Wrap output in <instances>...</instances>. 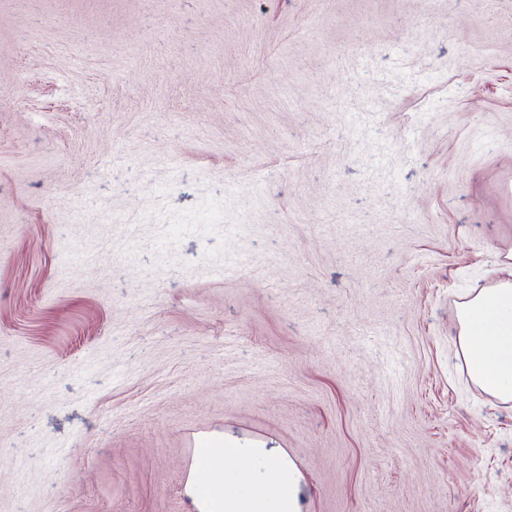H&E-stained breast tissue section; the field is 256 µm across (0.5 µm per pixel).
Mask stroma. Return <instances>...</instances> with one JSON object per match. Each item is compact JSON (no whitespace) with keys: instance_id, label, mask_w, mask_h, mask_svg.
<instances>
[{"instance_id":"35a3bbf8","label":"stroma","mask_w":512,"mask_h":512,"mask_svg":"<svg viewBox=\"0 0 512 512\" xmlns=\"http://www.w3.org/2000/svg\"><path fill=\"white\" fill-rule=\"evenodd\" d=\"M512 251V0H0V512H512L456 309ZM197 448L187 494L196 512H303L302 475L288 454L265 444Z\"/></svg>"}]
</instances>
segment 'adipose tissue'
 Returning a JSON list of instances; mask_svg holds the SVG:
<instances>
[{"instance_id": "adipose-tissue-1", "label": "adipose tissue", "mask_w": 512, "mask_h": 512, "mask_svg": "<svg viewBox=\"0 0 512 512\" xmlns=\"http://www.w3.org/2000/svg\"><path fill=\"white\" fill-rule=\"evenodd\" d=\"M505 278L476 289L458 312L457 341L473 382L486 393L512 401V252ZM187 494L195 512H303L302 475L287 453L265 444L243 447L226 441L202 449Z\"/></svg>"}]
</instances>
